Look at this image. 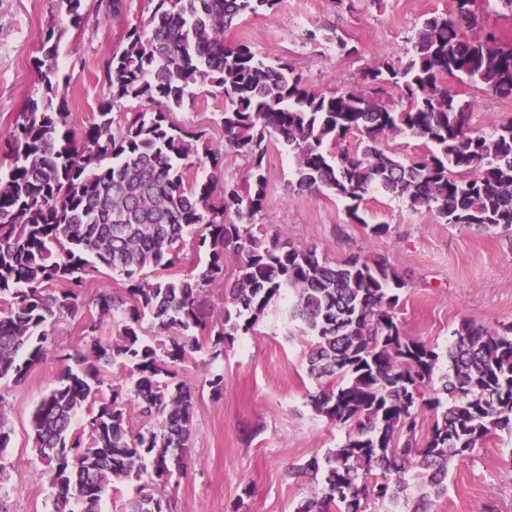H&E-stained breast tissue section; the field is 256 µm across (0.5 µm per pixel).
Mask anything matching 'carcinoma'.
I'll list each match as a JSON object with an SVG mask.
<instances>
[{"label":"carcinoma","mask_w":512,"mask_h":512,"mask_svg":"<svg viewBox=\"0 0 512 512\" xmlns=\"http://www.w3.org/2000/svg\"><path fill=\"white\" fill-rule=\"evenodd\" d=\"M475 3L453 0L451 10L425 17L407 59L365 72L367 93L323 92L288 63L246 42L225 43L237 19L279 0H148V16L112 52V101L79 142L56 82L68 28H47L34 60L44 94L0 128L10 160L0 173V381H26L51 348L47 326L83 306L85 276L97 265L130 285L90 298L99 321L58 351L62 370L31 414L29 439L53 489L52 512H101L116 484L133 492L128 512H174L165 489L187 467L195 410L193 388L176 380L175 368L202 339L217 360L290 289L288 315L307 335L303 358L319 380L310 404L346 428L323 457L288 469L311 486L295 512H362L371 498L399 512H433L450 465L495 432H512V324L499 331L461 321L445 371L432 345L403 331L396 310L406 283L388 258L332 261L280 232L256 235L251 224L265 206L274 137L294 155L297 190L349 201L360 223L359 202L380 190L448 224L511 230L512 122L474 130L472 103L448 82L512 100V47L480 23ZM386 84L402 90L406 105L381 96ZM194 86L224 93V146L247 160L238 181H188L192 168L223 157L206 133L170 121ZM126 99L154 109L115 130L113 104ZM351 134L361 136L360 152L329 149ZM393 135L423 140L428 153H386L380 143ZM189 236L208 252L204 267L178 279L142 275L178 265ZM229 254L237 276L213 323L208 286L224 279ZM55 282L64 288L50 289ZM108 320L115 335H98ZM117 363L131 368L129 382L108 385L104 368ZM11 434L0 395V454Z\"/></svg>","instance_id":"cac0c4a2"}]
</instances>
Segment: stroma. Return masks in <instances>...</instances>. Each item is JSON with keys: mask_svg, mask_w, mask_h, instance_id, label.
Instances as JSON below:
<instances>
[{"mask_svg": "<svg viewBox=\"0 0 512 512\" xmlns=\"http://www.w3.org/2000/svg\"><path fill=\"white\" fill-rule=\"evenodd\" d=\"M452 0H281L275 10L244 17L228 29L229 42L245 41L270 59L295 66L314 88L329 91L362 87L366 68L405 57L410 37L427 15L449 11ZM146 12L144 0H127L118 18L85 0L82 20L71 27L60 0H0V127L21 112L28 96L43 84L33 59L50 22L67 25L57 81L71 112V129L82 137L101 104L110 98L104 70L123 35ZM316 40H307V32ZM346 49H339L338 40ZM461 98L473 104L472 126L489 131L512 120V101L457 84ZM224 98L191 89L172 112L180 127L205 131L223 149L220 169L202 166L205 175L242 178L247 162L224 146ZM293 159L278 141H270L266 162L267 199L257 215L258 229L283 231L294 246L314 247L342 261L358 255L387 256L407 282L397 310L404 332L446 352L451 333L462 320L497 327L512 323V232H480L463 224L437 222L411 210L405 199L368 193L352 221L346 201L331 193L291 191ZM374 224L388 225L372 236ZM280 299L249 333L225 345L224 355L205 364L195 353L177 367L180 380L196 389L187 471L175 476L166 493L176 512H295L308 486L289 479L290 467L323 455L345 436L310 405L317 388L302 352L306 336L287 318ZM61 370L47 353L24 384L0 383L7 402L12 442L5 457L8 477L0 483L5 512H49L51 488L29 440L34 405ZM224 376L222 396L212 395L205 378ZM435 512H512V435L501 432L473 455L454 463L448 492Z\"/></svg>", "mask_w": 512, "mask_h": 512, "instance_id": "stroma-1", "label": "stroma"}]
</instances>
